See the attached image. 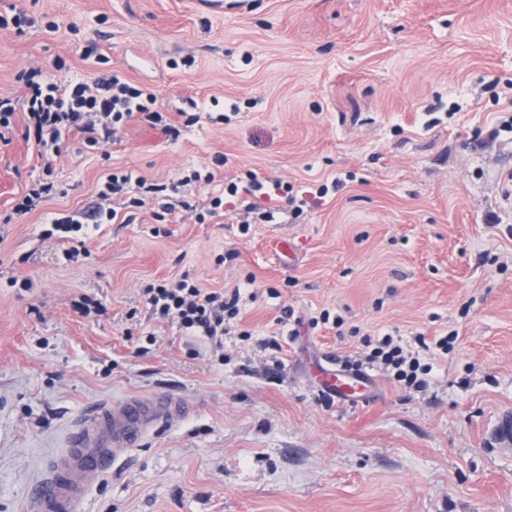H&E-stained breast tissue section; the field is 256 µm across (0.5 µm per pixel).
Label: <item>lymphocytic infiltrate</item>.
<instances>
[{
  "instance_id": "f902f5d3",
  "label": "lymphocytic infiltrate",
  "mask_w": 512,
  "mask_h": 512,
  "mask_svg": "<svg viewBox=\"0 0 512 512\" xmlns=\"http://www.w3.org/2000/svg\"><path fill=\"white\" fill-rule=\"evenodd\" d=\"M83 54L96 56L99 71L74 78L59 59L51 67H32L20 74L26 89L22 101L0 97V145L10 144L13 117L16 112H23L26 133L33 136L43 161L41 176L15 204L13 216H25L41 202L61 194L55 163L71 132L81 133L84 147L93 154L116 140L124 125L134 118L171 139L180 135L153 91L108 69L107 58L95 55L93 47H84ZM223 165V156H214L210 165L182 171L168 184L150 182L128 170H116L99 183L96 199L90 206L70 214H52L47 221L62 239L87 235L93 224L113 223L122 208L132 212L150 209L154 222L165 224L176 208L191 207L189 201L178 200L180 188L213 183ZM144 296L152 314L175 321L184 335L203 336L218 346L223 343L227 324L240 313L239 289L210 291L186 276L149 286ZM365 361L389 371L402 386L417 390L426 387V377L432 371L418 349L388 333L377 339Z\"/></svg>"
}]
</instances>
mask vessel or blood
I'll use <instances>...</instances> for the list:
<instances>
[{"label": "vessel or blood", "instance_id": "vessel-or-blood-1", "mask_svg": "<svg viewBox=\"0 0 512 512\" xmlns=\"http://www.w3.org/2000/svg\"><path fill=\"white\" fill-rule=\"evenodd\" d=\"M368 381V375L339 370L321 376L323 390L340 401L352 398ZM197 410L196 402L172 390L130 394L96 404L66 431L29 493L24 512H82L90 491L122 458Z\"/></svg>", "mask_w": 512, "mask_h": 512}]
</instances>
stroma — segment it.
Wrapping results in <instances>:
<instances>
[{"label":"stroma","mask_w":512,"mask_h":512,"mask_svg":"<svg viewBox=\"0 0 512 512\" xmlns=\"http://www.w3.org/2000/svg\"><path fill=\"white\" fill-rule=\"evenodd\" d=\"M13 5L57 29H0L1 96L59 58L89 75L93 44L168 112L192 98L208 114L174 142L129 121L102 156L70 134L56 166L68 194L0 224V512H24L78 415L160 388L199 411L133 450L83 512H512V449L490 438L512 411V134L497 130L512 118V0H226L220 15L194 0H0V12ZM25 124L16 113L0 148V213L41 173ZM218 153L221 177L183 197L205 203L253 171L290 187L277 223L242 231L239 200L202 224L175 212L156 235L146 210L90 227L75 262L43 233L112 168L167 183ZM322 183L327 196L292 217L289 196ZM273 237L293 239L290 259L269 254ZM185 275L207 289L250 281L223 348L151 316L143 288ZM85 295L104 312H77ZM287 308L343 323L292 336ZM384 333L455 343L430 355L423 390L371 367L357 401L324 394L321 371ZM274 336L280 349L264 345Z\"/></svg>","instance_id":"stroma-1"}]
</instances>
